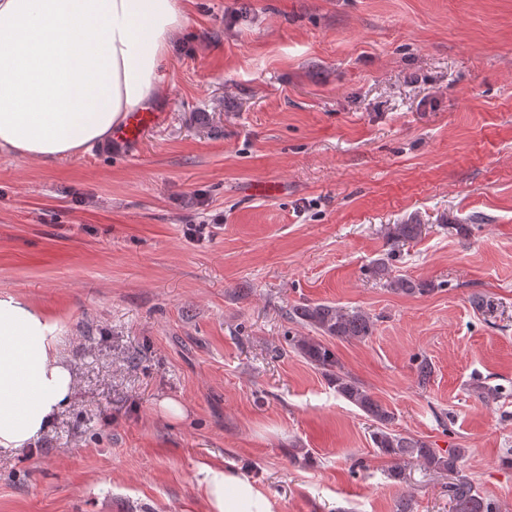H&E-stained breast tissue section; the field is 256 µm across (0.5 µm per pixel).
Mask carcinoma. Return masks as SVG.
<instances>
[{
	"label": "carcinoma",
	"instance_id": "1",
	"mask_svg": "<svg viewBox=\"0 0 512 512\" xmlns=\"http://www.w3.org/2000/svg\"><path fill=\"white\" fill-rule=\"evenodd\" d=\"M422 224H394L388 228L387 237L392 241L413 239L421 232ZM387 286L405 295H425L432 288L425 282L406 278L387 279ZM309 326L313 336L293 337L290 344L304 359L320 368L336 393L357 407L374 423L371 436L380 455L395 461L414 459L426 469L451 476L448 482V498L452 512H496V507L479 492L472 481L461 474L460 460L463 449L450 448L442 453L421 438L405 437L390 428L394 413L350 373L344 371L335 352L322 338L338 340H363L373 333L371 317L362 311L346 312L327 303L304 304L289 311Z\"/></svg>",
	"mask_w": 512,
	"mask_h": 512
}]
</instances>
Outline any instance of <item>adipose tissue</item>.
<instances>
[{
	"mask_svg": "<svg viewBox=\"0 0 512 512\" xmlns=\"http://www.w3.org/2000/svg\"><path fill=\"white\" fill-rule=\"evenodd\" d=\"M181 0H0V153L42 162L107 141L160 94ZM60 321L0 292V451L35 444L75 391ZM208 512H272L232 467L198 470Z\"/></svg>",
	"mask_w": 512,
	"mask_h": 512,
	"instance_id": "obj_1",
	"label": "adipose tissue"
}]
</instances>
